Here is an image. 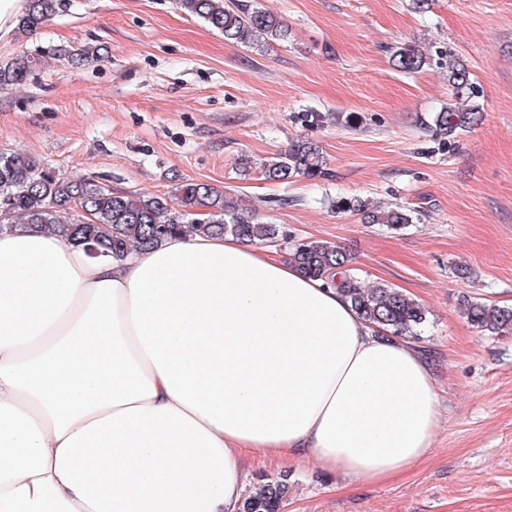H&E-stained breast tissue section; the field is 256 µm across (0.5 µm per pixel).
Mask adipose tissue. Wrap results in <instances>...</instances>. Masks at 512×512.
Wrapping results in <instances>:
<instances>
[{
  "label": "adipose tissue",
  "instance_id": "adipose-tissue-1",
  "mask_svg": "<svg viewBox=\"0 0 512 512\" xmlns=\"http://www.w3.org/2000/svg\"><path fill=\"white\" fill-rule=\"evenodd\" d=\"M439 421L420 350L273 249L0 234V512H239L254 455L379 484Z\"/></svg>",
  "mask_w": 512,
  "mask_h": 512
}]
</instances>
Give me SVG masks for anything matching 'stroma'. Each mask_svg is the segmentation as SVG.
I'll return each mask as SVG.
<instances>
[{
  "mask_svg": "<svg viewBox=\"0 0 512 512\" xmlns=\"http://www.w3.org/2000/svg\"><path fill=\"white\" fill-rule=\"evenodd\" d=\"M36 35L0 40V62L52 45L101 48L72 68L47 59L0 88V151H26L115 190L161 194L174 177L212 184L292 242L355 256L359 277L422 305L416 347L440 405L432 452L387 483L364 486L304 459L256 460L246 493L282 481L281 512H512V335L478 332L475 297L512 307V0H256L288 41H225L177 0H64ZM450 50L468 63L481 119L455 139L431 119L450 96L445 69L397 71L393 47ZM327 162L323 179L239 178L300 136ZM359 198L421 211L402 231L337 209Z\"/></svg>",
  "mask_w": 512,
  "mask_h": 512,
  "instance_id": "obj_1",
  "label": "stroma"
}]
</instances>
